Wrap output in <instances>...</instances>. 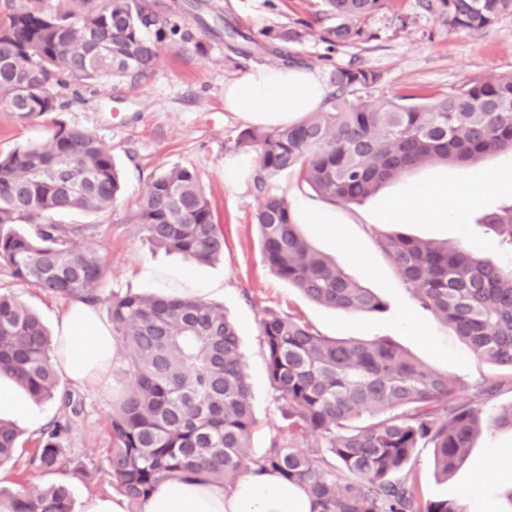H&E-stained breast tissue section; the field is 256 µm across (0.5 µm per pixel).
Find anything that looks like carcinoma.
<instances>
[{
    "mask_svg": "<svg viewBox=\"0 0 512 512\" xmlns=\"http://www.w3.org/2000/svg\"><path fill=\"white\" fill-rule=\"evenodd\" d=\"M4 0L0 16V110L28 120L60 112L49 86L153 73L160 44L178 32L147 0ZM335 25L327 50L368 42L361 25L384 0H324ZM450 30L485 32L512 0H426ZM239 54L264 61L265 47L234 28L224 31ZM367 67L337 66L326 107L288 126L243 131L238 144L257 151L255 180L296 172L333 205L358 203L426 164H469L512 150V74L478 80L425 103L382 97L349 103L346 95L378 85ZM123 187L112 153L94 131L54 118L47 142L0 154V263L11 274L92 309L104 305L112 339L127 359L129 385L112 407V447L105 466L112 486L138 507L169 478L232 486L244 474L274 471L304 488L317 512H466L461 499L422 501L407 470L418 448L434 449L447 476L465 461L481 424L479 407L452 398L448 374L430 369L386 338L323 336L292 315L259 321L269 380L288 416V437L250 455L255 419L245 362L223 310L198 298L103 293L105 255L84 247L91 224L55 215L107 213ZM153 245L195 264L224 254V232L197 172L174 167L156 177L130 217ZM265 263L308 300L340 312L375 313L383 300L350 278L304 238L284 198L266 197L255 214ZM24 224V233L15 225ZM483 224L512 253V206ZM380 248L418 307L449 326L478 356L512 368V266L466 249L385 235ZM58 346L23 300L0 294V378L33 401L56 399L77 412L61 386ZM67 425L41 430L30 464L56 472L65 463ZM313 435L326 454L295 439ZM17 431L0 421V467L13 459ZM63 483L0 491V512H73Z\"/></svg>",
    "mask_w": 512,
    "mask_h": 512,
    "instance_id": "cac0c4a2",
    "label": "carcinoma"
}]
</instances>
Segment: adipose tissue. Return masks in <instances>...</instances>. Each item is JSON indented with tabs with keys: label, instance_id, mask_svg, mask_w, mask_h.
I'll use <instances>...</instances> for the list:
<instances>
[{
	"label": "adipose tissue",
	"instance_id": "adipose-tissue-1",
	"mask_svg": "<svg viewBox=\"0 0 512 512\" xmlns=\"http://www.w3.org/2000/svg\"><path fill=\"white\" fill-rule=\"evenodd\" d=\"M325 90L310 70L259 67L242 73L224 86V109L242 112L270 126L287 125L297 115L316 109ZM430 218L442 223H463L465 214L435 199L425 186H414L405 198L390 201L385 221ZM56 337L64 346L61 363L77 383L96 379L114 354L112 330L84 304L72 303L57 325ZM307 492L273 472L250 474L227 489L203 480L166 479L141 502L139 512H311Z\"/></svg>",
	"mask_w": 512,
	"mask_h": 512
}]
</instances>
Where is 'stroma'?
Returning <instances> with one entry per match:
<instances>
[{
    "instance_id": "stroma-1",
    "label": "stroma",
    "mask_w": 512,
    "mask_h": 512,
    "mask_svg": "<svg viewBox=\"0 0 512 512\" xmlns=\"http://www.w3.org/2000/svg\"><path fill=\"white\" fill-rule=\"evenodd\" d=\"M151 2L161 18L176 20L181 29L180 36L162 44L153 74L134 83L123 78L76 81L55 91L65 104L62 120L97 132L125 182L124 196L111 212H71L61 217L66 224L95 225L86 243L108 259L105 293L170 296L175 289L193 288L199 298L223 308L238 329L247 365L256 419L250 445L256 457L274 437L288 434L284 405L268 378L259 333V321L269 312L301 317L328 337L391 339L432 369L447 373L459 401L474 400L482 382L499 383L497 393L480 403L483 423L459 469L446 477L438 475L430 448L417 449L411 467L423 500L462 497L469 512H512V482L490 474L498 449L512 448V427L494 422L512 407V369L479 358L449 327L421 311L377 244L382 236L401 233L506 263L497 237L483 226L482 219L512 206V151L503 150L468 165L417 168L377 194L345 207L325 202L291 172L260 187L247 173L238 184L224 181L226 164L255 155L254 149L236 143L241 132L252 128V121L243 113L224 109L225 83L254 68L255 62L237 53L234 42L224 35L225 27H235L256 40L266 31L304 30L301 41L284 46L269 42L267 63L277 65L276 53L284 48L294 57L296 67L315 72L324 82L335 66L378 71L381 84L351 95V102L359 103L381 96L419 99L473 80L512 73V16L503 17L489 32H452L422 8L421 0H386L383 9L366 22L367 28L378 32V39L338 47L327 61L320 34L334 20L325 13L323 0ZM47 134L42 121L0 111V153L46 139ZM176 166L199 173L215 219L224 228V254L207 265L197 266L179 254L153 248L139 225L129 220L153 178ZM492 174L504 176V183L481 189L482 180ZM411 185L429 187L436 198L454 194L466 212L464 223L440 224L429 219L383 223L386 204L403 196ZM270 195L285 197L297 214L321 211L322 223L302 225L304 237L382 298L383 312L348 314L319 306L271 272L263 261L254 222L259 205ZM0 291L31 305L51 329L67 306L65 300L13 277L1 264ZM126 368L119 350L102 381H66L78 403L74 412L53 400L34 403L22 391H15V398L25 407L14 417L22 436L14 461L0 468V487L18 492L32 484L62 482L71 490L76 512H81L87 497L111 492L104 457L111 444L112 402L126 388ZM56 420L70 425L62 440L68 462L57 472L43 473L30 467L28 460L41 428Z\"/></svg>"
}]
</instances>
